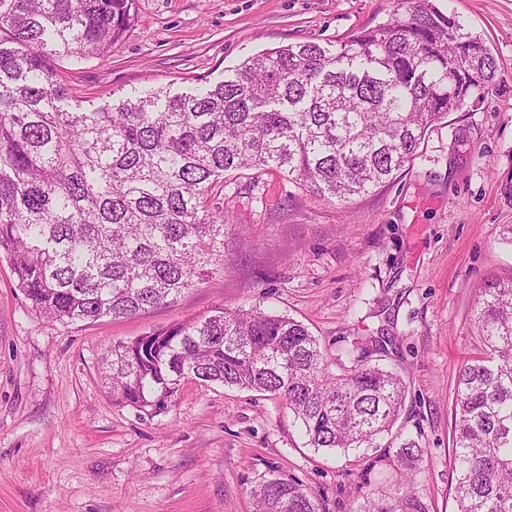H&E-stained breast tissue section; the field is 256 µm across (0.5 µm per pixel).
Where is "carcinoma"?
<instances>
[{
  "instance_id": "carcinoma-1",
  "label": "carcinoma",
  "mask_w": 512,
  "mask_h": 512,
  "mask_svg": "<svg viewBox=\"0 0 512 512\" xmlns=\"http://www.w3.org/2000/svg\"><path fill=\"white\" fill-rule=\"evenodd\" d=\"M133 4L0 0V254L51 322L136 316L200 283L224 255L228 216L208 195L226 173L275 169L346 202L413 160L431 123L483 98L497 72L484 40L433 0H396L384 23L251 56L194 94L62 107L73 96L59 69L106 57ZM474 324L482 353L455 389L457 512H512V278L479 290ZM368 353L347 352L333 374L303 324L221 308L113 343L105 379L141 411L187 379L278 397L307 445L381 448L399 470L398 498L356 512H425L411 488L421 445L393 431L406 385ZM250 495L256 512H319L280 477Z\"/></svg>"
}]
</instances>
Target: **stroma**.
Here are the masks:
<instances>
[{"label": "stroma", "instance_id": "1", "mask_svg": "<svg viewBox=\"0 0 512 512\" xmlns=\"http://www.w3.org/2000/svg\"><path fill=\"white\" fill-rule=\"evenodd\" d=\"M480 35L498 71L488 93L426 132L413 162L341 205L271 170L225 178L224 257L197 287L131 318L63 325L33 312L0 259V512H254L261 478L291 479L321 512L396 495L371 448L307 446L266 393L183 382L148 414L113 401L102 372L113 342L259 305L302 323L331 359L370 338L407 396L398 423L423 455L425 512H457L452 470L458 372L478 356L471 322L490 278L512 277V0H435ZM395 0H134L105 59L64 71L98 108L157 88L191 92L246 58L295 42H336L388 19Z\"/></svg>", "mask_w": 512, "mask_h": 512}]
</instances>
